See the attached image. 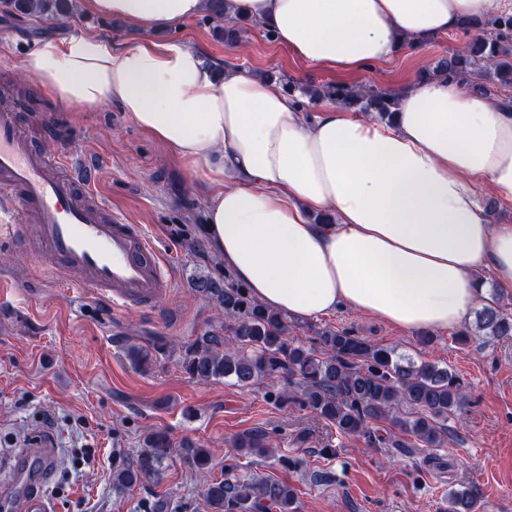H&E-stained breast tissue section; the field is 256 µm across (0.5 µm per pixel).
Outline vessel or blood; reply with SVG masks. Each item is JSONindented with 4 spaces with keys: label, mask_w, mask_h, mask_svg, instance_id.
<instances>
[{
    "label": "vessel or blood",
    "mask_w": 512,
    "mask_h": 512,
    "mask_svg": "<svg viewBox=\"0 0 512 512\" xmlns=\"http://www.w3.org/2000/svg\"><path fill=\"white\" fill-rule=\"evenodd\" d=\"M92 181L83 158L34 149L14 112L0 110V236L68 275L74 293L93 290L114 310L168 297L175 282L168 256L141 225L98 198ZM55 446L53 435L40 434L28 451L0 466L18 493L20 512H47L40 487Z\"/></svg>",
    "instance_id": "1"
}]
</instances>
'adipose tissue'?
I'll return each mask as SVG.
<instances>
[{"mask_svg": "<svg viewBox=\"0 0 512 512\" xmlns=\"http://www.w3.org/2000/svg\"><path fill=\"white\" fill-rule=\"evenodd\" d=\"M303 62L352 73L418 48L506 0H228ZM90 13L155 29L203 0H86ZM24 70L61 102L117 103L210 188L207 224L235 279L298 318L339 309L409 331L463 326L491 270L512 288V225L478 190L512 200V106L459 83L416 79L392 122L330 105L308 116L275 84L207 65L192 47L45 38ZM328 213L332 223L313 217Z\"/></svg>", "mask_w": 512, "mask_h": 512, "instance_id": "obj_1", "label": "adipose tissue"}]
</instances>
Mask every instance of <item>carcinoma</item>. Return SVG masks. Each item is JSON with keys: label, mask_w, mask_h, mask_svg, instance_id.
Returning a JSON list of instances; mask_svg holds the SVG:
<instances>
[{"label": "carcinoma", "mask_w": 512, "mask_h": 512, "mask_svg": "<svg viewBox=\"0 0 512 512\" xmlns=\"http://www.w3.org/2000/svg\"><path fill=\"white\" fill-rule=\"evenodd\" d=\"M225 0H205L207 20L215 23L216 39L235 45L242 40L237 20L226 14ZM18 16L68 18L74 0H9ZM461 29L476 32L470 41L433 67L439 78L468 85L482 96L512 89V15L473 18ZM263 77L276 82L294 97L332 101L340 106L391 122L396 94L370 84L327 83L312 89L286 81L268 71ZM195 291L224 312V324L211 327L184 346L182 364L193 378L207 382L226 379L240 388L266 381L284 386L269 391L280 405L308 409L344 435L362 437L375 448H403L405 444L384 436L375 422L390 421L425 448H443L448 418L466 404L464 382L447 367L417 363L392 348L372 344L346 330L325 329L316 342L321 352L288 339L290 325L284 315L252 298L228 273L222 277L198 274ZM477 328L485 336H512V313L493 301L477 313ZM149 449L134 467L113 471V484L130 487L144 477H158L160 463L169 452L163 433L148 438ZM237 451L262 457L270 452L262 432H249L237 440ZM187 462L207 470L211 456L204 448H190ZM210 512H295L297 490L287 481L242 471L238 463L224 465V477L207 484L204 491ZM480 489L465 486L448 497V512H478Z\"/></svg>", "instance_id": "carcinoma-1"}]
</instances>
